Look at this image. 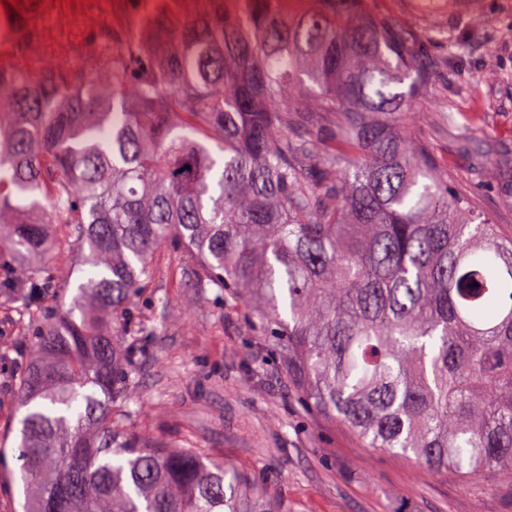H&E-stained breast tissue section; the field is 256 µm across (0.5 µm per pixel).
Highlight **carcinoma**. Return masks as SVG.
Returning a JSON list of instances; mask_svg holds the SVG:
<instances>
[{"label":"carcinoma","instance_id":"carcinoma-1","mask_svg":"<svg viewBox=\"0 0 512 512\" xmlns=\"http://www.w3.org/2000/svg\"><path fill=\"white\" fill-rule=\"evenodd\" d=\"M0 47V306L39 360L17 368L25 512H288L206 448L115 423L146 350L126 338L153 255L248 306L300 402L434 473L512 472V231L448 187L408 123L434 30L362 0H205L131 30L112 20L69 66L32 48L54 9L15 0ZM44 12H39V9ZM313 107L301 109L302 86ZM331 117L310 137L312 114ZM86 267L69 304L54 267ZM75 257L76 249L72 246V243L64 239H58L52 252L44 255L41 259L35 260V264L45 263L56 267L61 272L63 279L69 281V289L65 296L67 303L75 293L76 286L82 281L81 273L74 269Z\"/></svg>","mask_w":512,"mask_h":512}]
</instances>
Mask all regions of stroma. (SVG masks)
Segmentation results:
<instances>
[{
    "mask_svg": "<svg viewBox=\"0 0 512 512\" xmlns=\"http://www.w3.org/2000/svg\"><path fill=\"white\" fill-rule=\"evenodd\" d=\"M407 32L447 31L430 53L435 76L410 117L414 135L489 223L512 229V0H364ZM468 78L457 83L456 72ZM188 254L158 255L132 305L128 333L148 335L122 429L172 448H209L287 503L289 512H512V478L436 474L376 451L303 407L285 386L278 349L252 335L242 304L175 281ZM34 355L0 309V512H22L21 395L13 364Z\"/></svg>",
    "mask_w": 512,
    "mask_h": 512,
    "instance_id": "1",
    "label": "stroma"
}]
</instances>
